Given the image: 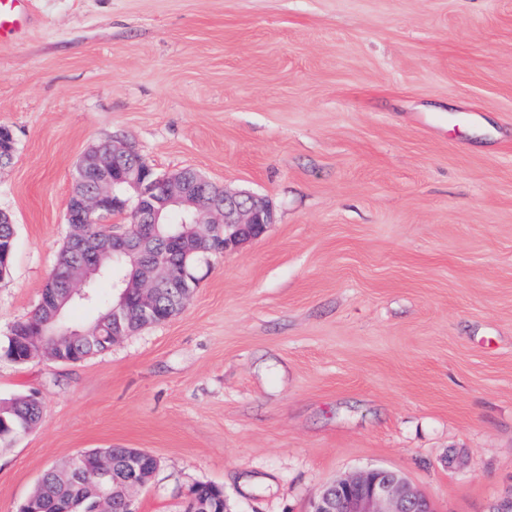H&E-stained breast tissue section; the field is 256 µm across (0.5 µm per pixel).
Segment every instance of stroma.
Returning a JSON list of instances; mask_svg holds the SVG:
<instances>
[{
    "mask_svg": "<svg viewBox=\"0 0 512 512\" xmlns=\"http://www.w3.org/2000/svg\"><path fill=\"white\" fill-rule=\"evenodd\" d=\"M0 49V344L69 235L81 156L111 138L267 199L259 239L197 264L168 322L76 363L0 355L38 425L0 446V512L76 453L160 466L138 512L199 483L229 512H311L400 471L436 512L512 487V0H31Z\"/></svg>",
    "mask_w": 512,
    "mask_h": 512,
    "instance_id": "35a3bbf8",
    "label": "stroma"
}]
</instances>
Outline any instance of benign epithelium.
Returning a JSON list of instances; mask_svg holds the SVG:
<instances>
[{"instance_id":"obj_1","label":"benign epithelium","mask_w":512,"mask_h":512,"mask_svg":"<svg viewBox=\"0 0 512 512\" xmlns=\"http://www.w3.org/2000/svg\"><path fill=\"white\" fill-rule=\"evenodd\" d=\"M83 177H94V187L81 188L70 194L66 221L71 228L68 241L72 250L93 255L94 263L74 265L65 273L54 272L46 281L48 288H65V301L86 298L93 275L100 273L105 253L133 265V271L115 287L112 321L127 312V298L134 296L141 320L155 323L158 307L157 291L172 275V267L163 258L146 260L145 253L160 236L162 214L175 206L183 211V231L168 237L167 244L176 245L185 253L201 252L222 255L265 234L275 223L274 209L269 201L247 191L229 193L194 169L185 168L171 174L152 177L154 168L127 142L113 138L96 147L78 164ZM116 215L134 217L133 226H123L104 239L95 251L84 238L81 225L93 218L110 219ZM66 336H90L117 341L131 332L119 326L107 327V320L98 319L91 327L67 330ZM82 453L70 460L76 480L95 488L102 477L112 476L114 484L123 489L124 512H137L134 492L143 488L159 468V460L144 450L126 456L123 470L112 473L107 467L87 472L80 466ZM311 512H435L431 501L413 490L405 478L388 468H372L363 473L328 484Z\"/></svg>"}]
</instances>
